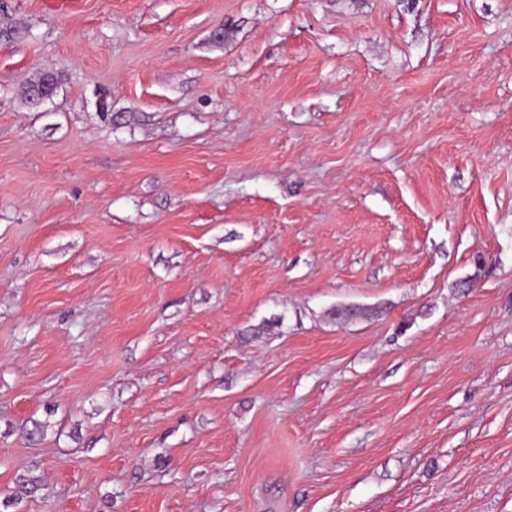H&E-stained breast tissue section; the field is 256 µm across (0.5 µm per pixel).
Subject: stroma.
<instances>
[{
	"label": "stroma",
	"instance_id": "1",
	"mask_svg": "<svg viewBox=\"0 0 512 512\" xmlns=\"http://www.w3.org/2000/svg\"><path fill=\"white\" fill-rule=\"evenodd\" d=\"M0 24V512H512V0Z\"/></svg>",
	"mask_w": 512,
	"mask_h": 512
}]
</instances>
